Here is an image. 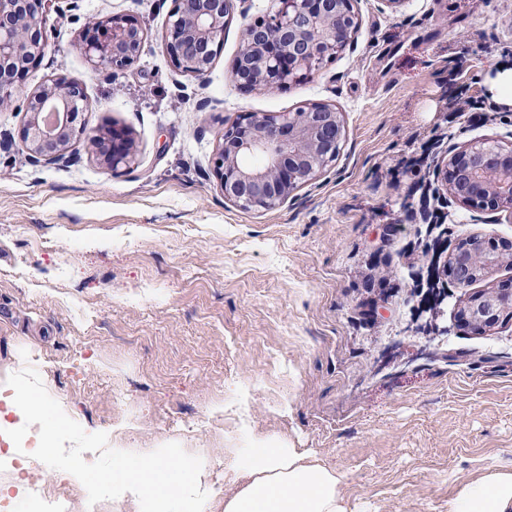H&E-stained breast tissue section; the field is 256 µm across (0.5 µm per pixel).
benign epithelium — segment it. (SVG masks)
Returning a JSON list of instances; mask_svg holds the SVG:
<instances>
[{"instance_id":"obj_1","label":"benign epithelium","mask_w":512,"mask_h":512,"mask_svg":"<svg viewBox=\"0 0 512 512\" xmlns=\"http://www.w3.org/2000/svg\"><path fill=\"white\" fill-rule=\"evenodd\" d=\"M49 0H0V111L13 106L25 73L45 54ZM238 0H174L164 36L172 65L205 76L224 42V27ZM355 0H274L264 17L246 25L232 68L245 90L280 89L309 79L336 58L358 27ZM146 32L133 15L90 19L77 48L92 69L116 73L140 57ZM84 85L51 79L27 96L21 140L36 164L65 160L81 141L117 171L134 161L133 141L116 128L87 131ZM346 139L340 112L308 103L295 112H247L224 128L213 157V175L224 200L243 209L270 210L288 202L302 185L335 162ZM451 197L487 214L512 213V144L472 141L453 151L440 168ZM506 255L512 241L489 246L479 237L460 240L443 269L458 285L483 279ZM512 316V280L469 295L457 307L459 323L475 335Z\"/></svg>"}]
</instances>
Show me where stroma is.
Returning <instances> with one entry per match:
<instances>
[{
  "instance_id": "obj_1",
  "label": "stroma",
  "mask_w": 512,
  "mask_h": 512,
  "mask_svg": "<svg viewBox=\"0 0 512 512\" xmlns=\"http://www.w3.org/2000/svg\"><path fill=\"white\" fill-rule=\"evenodd\" d=\"M172 0H55L48 46L16 94L52 77L85 84L89 131L129 132L130 167L33 165L25 114L0 111V505L32 512L69 481L18 452L23 416L7 378L30 366L64 412L112 448L170 442L205 460L215 512L224 461L261 444L304 448L345 475L350 512H445L490 465L512 466V319L458 326L468 295L512 279L496 266L447 283L420 312L426 255L464 237L512 241V215L456 203L433 168L473 140L512 142V122L461 119L450 100L490 102L512 63V0H357L360 26L336 60L276 91L231 70L245 24L271 0H239L202 77L171 64ZM133 14L147 30L123 73L92 70L88 19ZM341 112L335 165L269 211L225 202L211 174L224 126L244 112Z\"/></svg>"
}]
</instances>
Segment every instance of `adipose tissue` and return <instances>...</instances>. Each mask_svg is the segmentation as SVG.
<instances>
[{
    "label": "adipose tissue",
    "mask_w": 512,
    "mask_h": 512,
    "mask_svg": "<svg viewBox=\"0 0 512 512\" xmlns=\"http://www.w3.org/2000/svg\"><path fill=\"white\" fill-rule=\"evenodd\" d=\"M224 467L234 490L221 512H349L340 475L311 451L259 445ZM447 512H512V468H486L449 498Z\"/></svg>",
    "instance_id": "1"
}]
</instances>
